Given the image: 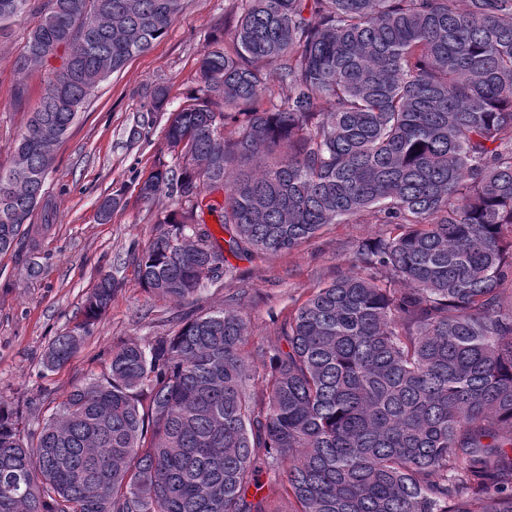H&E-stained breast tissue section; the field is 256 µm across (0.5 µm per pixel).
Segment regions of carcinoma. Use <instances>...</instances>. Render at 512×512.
Here are the masks:
<instances>
[{"label":"carcinoma","mask_w":512,"mask_h":512,"mask_svg":"<svg viewBox=\"0 0 512 512\" xmlns=\"http://www.w3.org/2000/svg\"><path fill=\"white\" fill-rule=\"evenodd\" d=\"M183 2L0 0V38L38 14L19 71L62 60L0 168V255L88 95ZM198 77L165 128L183 160L139 182L178 206L134 257L146 290L181 304L223 275L217 183L233 254L364 213L393 232L282 322L284 348L246 349L229 302L112 350L32 435L0 401V512H278L248 499L262 469L289 512H512V0H242ZM116 288L99 278L46 369Z\"/></svg>","instance_id":"1"}]
</instances>
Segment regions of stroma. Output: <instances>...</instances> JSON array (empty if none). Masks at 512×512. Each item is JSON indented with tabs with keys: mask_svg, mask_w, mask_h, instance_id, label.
I'll return each mask as SVG.
<instances>
[{
	"mask_svg": "<svg viewBox=\"0 0 512 512\" xmlns=\"http://www.w3.org/2000/svg\"><path fill=\"white\" fill-rule=\"evenodd\" d=\"M239 0H184L168 31L145 54L99 83L56 149L47 188L49 208L32 221L41 228L42 269L27 267L29 243L19 238L0 255V400L23 415L29 429L42 422L80 381L98 374L112 348L144 343L173 332L184 312L205 313L233 301L247 321L250 347L280 343L279 327L314 288L349 271L363 241L385 235L389 227L365 215L331 224L298 248L250 258L226 255L228 272L207 285L196 300L176 305L143 288L132 256L157 234L169 210L166 196L140 199L134 182L157 165L175 164L164 138L170 110L182 105L198 83V58L208 46L233 47ZM36 21L26 13L0 38V167L8 168L16 139L42 99L45 74L15 70L25 36ZM167 90V109L153 111L156 86ZM140 137H132V130ZM122 199L109 219L97 216L98 202ZM121 283L111 306L65 365L44 370L49 342L72 327L86 294L103 273Z\"/></svg>",
	"mask_w": 512,
	"mask_h": 512,
	"instance_id": "obj_1",
	"label": "stroma"
}]
</instances>
